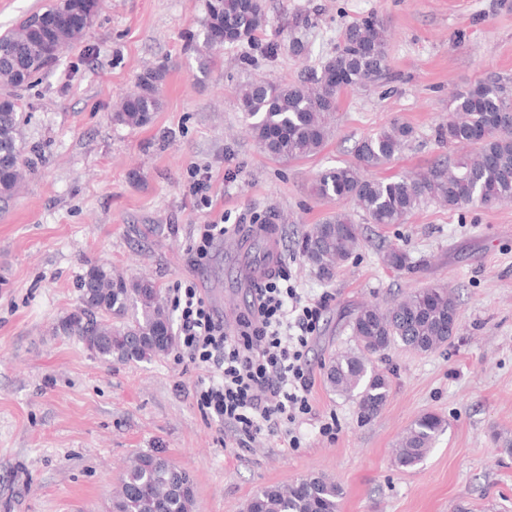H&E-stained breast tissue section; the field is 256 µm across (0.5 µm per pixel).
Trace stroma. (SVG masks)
<instances>
[{
	"mask_svg": "<svg viewBox=\"0 0 512 512\" xmlns=\"http://www.w3.org/2000/svg\"><path fill=\"white\" fill-rule=\"evenodd\" d=\"M256 40L205 59V0H100L84 37L19 89L27 174L0 201V512H110L130 456L157 452L189 471L198 512H243L269 485L322 475L343 492L340 512H512V203L448 209L428 202L405 223H365L353 201L315 196L325 169L352 161L356 141L401 122L412 137L372 178L398 180L456 158L439 141L452 97L495 77L512 94V0H264ZM375 14L388 30V81L348 90L316 154L266 155L238 100L255 80L300 83L335 55L345 27ZM161 66L160 106L139 128L112 114L139 76ZM211 174V207L187 188L191 167ZM336 211L351 213L363 245L331 282L305 262L303 234ZM252 216L247 250L217 243L200 265L187 245L195 225ZM273 232L261 231L262 223ZM278 239L293 285L331 293L309 358L314 416L300 448L263 435L247 448L198 408L206 371L180 350L149 362L108 364L63 336L79 305L77 280L97 262L152 280L165 299L190 280L227 330L250 301L243 267ZM410 269L385 266L387 245ZM451 289L460 307L451 344L429 354L397 345L380 365L381 412L361 421L332 392L325 367L355 349L351 321L367 304L421 288ZM426 412L446 421L422 464L400 469L394 450ZM335 420L336 433L319 431Z\"/></svg>",
	"mask_w": 512,
	"mask_h": 512,
	"instance_id": "35a3bbf8",
	"label": "stroma"
}]
</instances>
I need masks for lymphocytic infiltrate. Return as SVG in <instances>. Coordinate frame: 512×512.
Here are the masks:
<instances>
[{
	"instance_id": "lymphocytic-infiltrate-1",
	"label": "lymphocytic infiltrate",
	"mask_w": 512,
	"mask_h": 512,
	"mask_svg": "<svg viewBox=\"0 0 512 512\" xmlns=\"http://www.w3.org/2000/svg\"><path fill=\"white\" fill-rule=\"evenodd\" d=\"M286 278L279 267L256 284L233 334L194 283L176 284L174 307L182 350L213 370L198 405L234 437L276 434L296 448V427L313 410L308 353L328 298L304 296Z\"/></svg>"
}]
</instances>
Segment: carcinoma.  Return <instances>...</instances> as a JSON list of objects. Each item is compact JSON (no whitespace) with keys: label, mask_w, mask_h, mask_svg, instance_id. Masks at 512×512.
<instances>
[{"label":"carcinoma","mask_w":512,"mask_h":512,"mask_svg":"<svg viewBox=\"0 0 512 512\" xmlns=\"http://www.w3.org/2000/svg\"><path fill=\"white\" fill-rule=\"evenodd\" d=\"M99 8L93 0L76 18L71 0H48L17 28L0 35V197L12 196L21 185L24 146L18 134L25 122L15 91L60 60L63 52L92 26ZM262 0H205L203 44L216 63L224 44L252 41L265 26ZM387 31L374 14L349 24L336 55L300 84L284 86L253 81L239 91L248 131L270 157L295 160L324 146L328 116L340 95L382 83L388 75ZM164 71L148 69L139 77L112 122L143 127L159 108L156 95ZM441 142L474 148L471 156L432 167L397 181L373 179L368 172L391 162L412 137V129L394 123L355 143L354 161L321 172L314 192L321 198L351 199L370 224H402L422 205L437 200L450 209L477 204L485 208L512 203V103L498 80L489 78L454 95ZM358 225L338 211L307 231L301 251L315 275L326 282L358 251ZM387 267L410 268L400 247L384 250ZM78 309L61 319L58 330L81 344L94 343V354L106 363L150 361L171 353L177 344L170 313L158 288L146 279H128L96 264H87L79 279ZM460 308L452 292L423 288L381 309L363 306L352 320L354 351L334 356L326 367L329 387L356 401L360 419L374 418L384 407L388 377L376 365L386 351L401 344L419 353L448 345L457 331ZM444 430V421L424 413L407 429L395 452L402 469L418 465ZM341 488L321 475L286 486H267L254 494L246 512H339ZM196 490L191 474L158 453L129 459L112 494V512H195Z\"/></svg>","instance_id":"carcinoma-1"}]
</instances>
